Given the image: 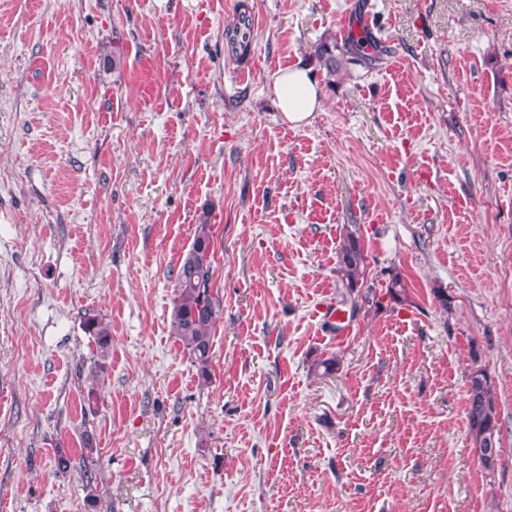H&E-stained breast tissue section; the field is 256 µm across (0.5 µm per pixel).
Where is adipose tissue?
<instances>
[{
    "instance_id": "1",
    "label": "adipose tissue",
    "mask_w": 512,
    "mask_h": 512,
    "mask_svg": "<svg viewBox=\"0 0 512 512\" xmlns=\"http://www.w3.org/2000/svg\"><path fill=\"white\" fill-rule=\"evenodd\" d=\"M273 92L285 119L296 126L308 123L321 105L322 90L309 70L302 67L276 72Z\"/></svg>"
}]
</instances>
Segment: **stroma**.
<instances>
[{"mask_svg":"<svg viewBox=\"0 0 512 512\" xmlns=\"http://www.w3.org/2000/svg\"><path fill=\"white\" fill-rule=\"evenodd\" d=\"M301 66L323 97L295 127L272 82ZM201 224L206 380L171 325ZM0 512H512V0H0ZM337 273L345 291L343 296L355 299L363 283L365 256L357 229H346L339 245ZM84 327L93 338L96 346V358L93 361L92 372L97 374L107 368V361L112 350V333L110 326L97 316H88ZM478 354L472 357V366L468 374L466 419L468 431L475 451L488 448L487 442L494 440L487 449V454L496 455L499 449L500 427L497 418V402L492 390L491 380L482 367L478 365ZM497 455L487 457L482 463L486 468L494 467Z\"/></svg>","mask_w":512,"mask_h":512,"instance_id":"stroma-1","label":"stroma"}]
</instances>
